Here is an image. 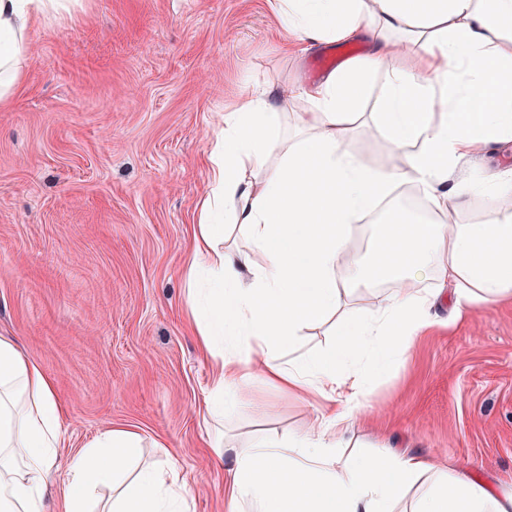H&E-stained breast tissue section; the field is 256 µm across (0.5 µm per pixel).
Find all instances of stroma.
Masks as SVG:
<instances>
[{"instance_id": "1", "label": "stroma", "mask_w": 512, "mask_h": 512, "mask_svg": "<svg viewBox=\"0 0 512 512\" xmlns=\"http://www.w3.org/2000/svg\"><path fill=\"white\" fill-rule=\"evenodd\" d=\"M27 33L20 86L0 108V336L53 381L71 451L110 427L171 455L192 512H224L203 436L210 370L187 321L186 270L205 157L245 90L308 85L318 50L289 53L266 0H71ZM361 161L400 155L372 126ZM426 330L375 378L366 442L436 455L512 487V303ZM314 406L256 379L224 420L237 440L298 433Z\"/></svg>"}]
</instances>
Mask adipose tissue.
<instances>
[{
	"label": "adipose tissue",
	"instance_id": "1",
	"mask_svg": "<svg viewBox=\"0 0 512 512\" xmlns=\"http://www.w3.org/2000/svg\"><path fill=\"white\" fill-rule=\"evenodd\" d=\"M64 0H0V102L27 60L26 33ZM289 39L307 48L366 42L317 83L252 89L225 111L208 157L188 266L187 305L212 368L206 409L236 410L261 377L317 402L298 434L272 431L246 445L209 433L225 461V512H394L418 485L411 512H512L495 491L434 456L362 453L347 431L365 419L371 377L395 372L448 301L453 318L512 301V169L463 175L489 145L512 143V0H268ZM385 84L370 120L400 153L390 169L363 165L347 123L373 76ZM300 102L289 110V102ZM494 196L500 213L479 224H444L453 204ZM392 224L369 255L339 277L354 224L375 212ZM239 226L248 249L224 244ZM265 255L255 265L250 251ZM435 280L424 293L420 281ZM390 283L378 308L350 312L356 288ZM334 323V339L294 354L306 328ZM62 407L52 380L0 337V512H43L60 489L62 512H190L182 465L129 473L139 432L109 428L69 467Z\"/></svg>",
	"mask_w": 512,
	"mask_h": 512
}]
</instances>
